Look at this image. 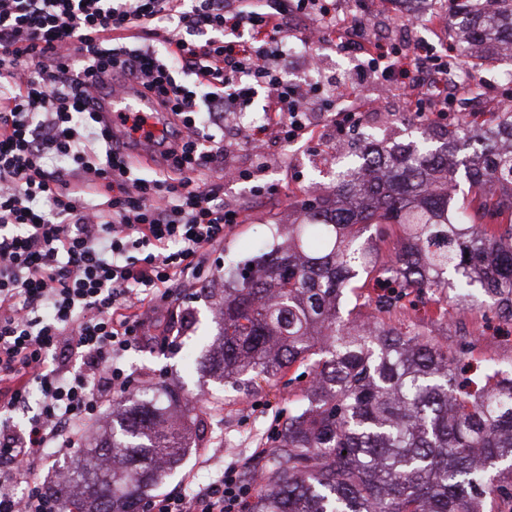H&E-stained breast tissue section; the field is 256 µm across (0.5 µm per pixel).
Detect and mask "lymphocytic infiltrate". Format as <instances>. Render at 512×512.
Returning <instances> with one entry per match:
<instances>
[{"label": "lymphocytic infiltrate", "instance_id": "lymphocytic-infiltrate-1", "mask_svg": "<svg viewBox=\"0 0 512 512\" xmlns=\"http://www.w3.org/2000/svg\"><path fill=\"white\" fill-rule=\"evenodd\" d=\"M292 14L349 50L335 0H0V512H58L37 478L43 450L81 447L102 394L135 383L118 357L244 222L223 185L198 178L224 162L227 113L262 90L277 140L310 134L304 102L324 85L297 91L272 60ZM365 57L364 73L401 91L422 123L447 121L450 98L414 77L425 67L447 83L430 45L373 40ZM118 77L173 118L156 141L165 175L131 162L144 117L121 114V133L93 110L96 81ZM250 493L230 472L190 497L154 495L145 512H245Z\"/></svg>", "mask_w": 512, "mask_h": 512}]
</instances>
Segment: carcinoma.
<instances>
[{
  "label": "carcinoma",
  "instance_id": "cac0c4a2",
  "mask_svg": "<svg viewBox=\"0 0 512 512\" xmlns=\"http://www.w3.org/2000/svg\"><path fill=\"white\" fill-rule=\"evenodd\" d=\"M427 2L447 20L458 46L448 66L464 80L479 82L486 60L512 62V0ZM429 139L438 146L347 153L348 178L295 202L288 245L228 270L214 364L224 385L296 364L310 376L248 512H499L512 499V367L489 362L461 384L459 359L426 331L341 316L363 276L382 289L369 300L379 313L413 294L436 321L451 302L512 323V108L483 131ZM384 224L401 235L383 255ZM192 429L157 407L153 387L112 402L108 442L56 489L61 512H142Z\"/></svg>",
  "mask_w": 512,
  "mask_h": 512
}]
</instances>
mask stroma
I'll return each instance as SVG.
<instances>
[{"mask_svg":"<svg viewBox=\"0 0 512 512\" xmlns=\"http://www.w3.org/2000/svg\"><path fill=\"white\" fill-rule=\"evenodd\" d=\"M384 3L385 0H337L336 11L366 31L395 39L404 27L426 39L438 53L447 51L448 34L433 25V11L425 10L405 20L399 6L388 9ZM323 76L343 86L347 95L366 101L357 125L337 133L324 118L323 106L317 105L313 108L314 139L286 151L275 139H267L264 167H257L252 149L237 146L228 161L251 172L252 177L226 184L224 201L247 205L245 223L227 230L223 243L208 254L201 289L186 290L169 309L157 315V324L169 335L168 343L145 339L120 360L125 369L155 379L167 392L194 397L189 413L204 422L203 432L163 480L161 490L190 496L218 481L226 469L244 473L258 467L260 458L272 453L278 429L307 386L304 370L298 366L276 378H252L245 394L225 391L223 384L209 373L207 360L217 347L213 302L224 289L225 267L287 241L292 222L289 203L327 187L332 179L325 164L332 144L347 145L367 138L403 145L421 141L428 130L409 111L403 94L386 90L372 78L357 82L355 68L344 56L333 55ZM500 323L495 312L486 308L461 321L453 319L445 325L429 326L437 342L447 345L461 363L476 369L490 361L512 364V335H504Z\"/></svg>","mask_w":512,"mask_h":512,"instance_id":"35a3bbf8","label":"stroma"}]
</instances>
